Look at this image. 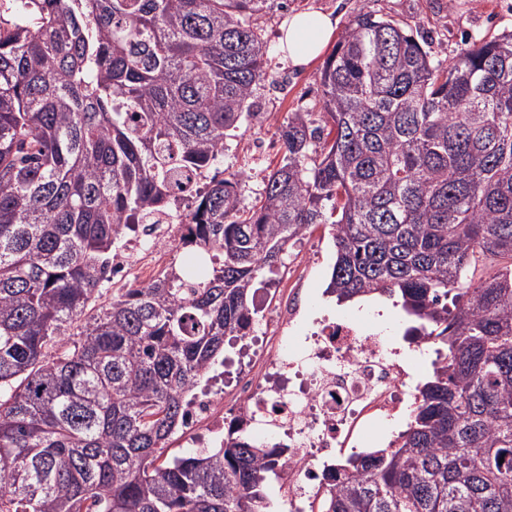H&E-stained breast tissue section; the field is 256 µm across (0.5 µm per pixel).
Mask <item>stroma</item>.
Returning <instances> with one entry per match:
<instances>
[{"label":"stroma","mask_w":512,"mask_h":512,"mask_svg":"<svg viewBox=\"0 0 512 512\" xmlns=\"http://www.w3.org/2000/svg\"><path fill=\"white\" fill-rule=\"evenodd\" d=\"M310 10L329 13L336 21L333 38L325 50L333 52L353 17L369 13L391 19L417 34L434 59L448 61L473 40L499 37L512 32V0H266L254 23L262 31L268 45L266 71L268 77L257 90L261 121L244 123L236 137L227 140L224 158L218 171L243 172L242 194L245 204L259 197L269 173L278 167L284 150L278 140V128L289 113L304 110L320 97L318 73L322 60L304 68H295L279 46L281 28L294 14ZM331 225L313 227L300 244L290 248L284 257L285 274L267 288L271 303L293 297L309 298L317 312L332 315L352 314L371 317L387 336L403 333L405 314L391 300L373 298L337 303L325 296L327 278L335 260ZM169 245L136 247V233H128L121 251L129 267H140L141 278H149L157 270L177 266L182 253L172 243L180 237L178 225L167 230ZM269 354L262 340L249 335L231 341L224 347V415L232 417L237 407L235 382L242 371L261 376Z\"/></svg>","instance_id":"1"}]
</instances>
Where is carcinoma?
Returning <instances> with one entry per match:
<instances>
[{
  "label": "carcinoma",
  "mask_w": 512,
  "mask_h": 512,
  "mask_svg": "<svg viewBox=\"0 0 512 512\" xmlns=\"http://www.w3.org/2000/svg\"><path fill=\"white\" fill-rule=\"evenodd\" d=\"M0 1V512H270L288 447L162 455L317 224L327 292L396 297L440 347L407 429L336 463L310 512H512V34L444 65L356 15L246 206L242 173L201 180L260 118L265 0ZM176 221L181 268L96 305L126 232ZM480 257L502 265L473 287Z\"/></svg>",
  "instance_id": "cac0c4a2"
}]
</instances>
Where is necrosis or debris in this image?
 Returning a JSON list of instances; mask_svg holds the SVG:
<instances>
[{
	"mask_svg": "<svg viewBox=\"0 0 512 512\" xmlns=\"http://www.w3.org/2000/svg\"><path fill=\"white\" fill-rule=\"evenodd\" d=\"M276 317V350L260 380L239 378L236 415L225 418L221 391L203 390L187 401L184 427L199 448L222 447L225 430L240 426L270 441L287 438L276 469L289 512H300L307 495L326 489L327 460L366 447L373 427L408 409L411 375L399 350L362 318H325L301 336L300 301Z\"/></svg>",
	"mask_w": 512,
	"mask_h": 512,
	"instance_id": "1",
	"label": "necrosis or debris"
}]
</instances>
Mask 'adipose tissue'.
Instances as JSON below:
<instances>
[{"label": "adipose tissue", "mask_w": 512, "mask_h": 512, "mask_svg": "<svg viewBox=\"0 0 512 512\" xmlns=\"http://www.w3.org/2000/svg\"><path fill=\"white\" fill-rule=\"evenodd\" d=\"M332 32V21L327 15L300 13L289 19L281 46L294 66L305 67L320 56Z\"/></svg>", "instance_id": "1"}]
</instances>
